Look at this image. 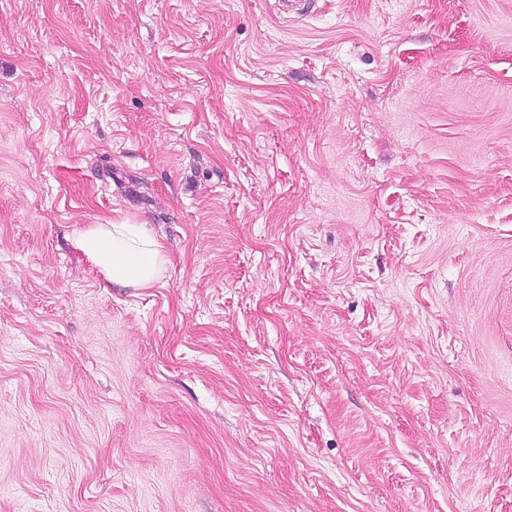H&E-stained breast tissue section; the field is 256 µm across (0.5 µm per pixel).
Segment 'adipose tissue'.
<instances>
[{"label": "adipose tissue", "mask_w": 512, "mask_h": 512, "mask_svg": "<svg viewBox=\"0 0 512 512\" xmlns=\"http://www.w3.org/2000/svg\"><path fill=\"white\" fill-rule=\"evenodd\" d=\"M77 246L108 284L127 288L153 286L169 263L163 244L143 224H93L80 232Z\"/></svg>", "instance_id": "1"}]
</instances>
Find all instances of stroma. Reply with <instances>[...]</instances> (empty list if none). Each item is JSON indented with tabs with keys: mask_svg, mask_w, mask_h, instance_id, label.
<instances>
[{
	"mask_svg": "<svg viewBox=\"0 0 512 512\" xmlns=\"http://www.w3.org/2000/svg\"><path fill=\"white\" fill-rule=\"evenodd\" d=\"M307 2L0 0V512H512V0ZM77 246L110 285L150 288L169 263L164 245L144 224H90Z\"/></svg>",
	"mask_w": 512,
	"mask_h": 512,
	"instance_id": "obj_1",
	"label": "stroma"
}]
</instances>
